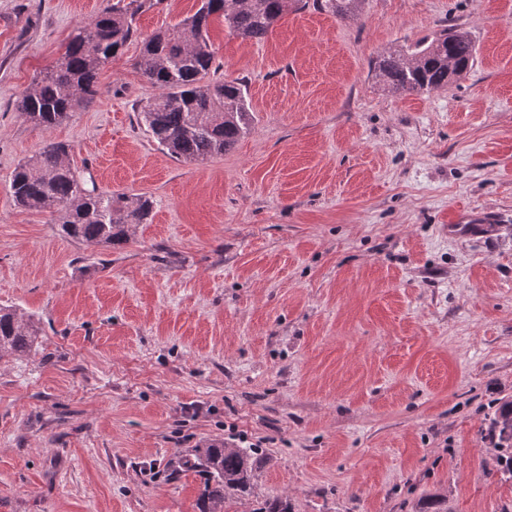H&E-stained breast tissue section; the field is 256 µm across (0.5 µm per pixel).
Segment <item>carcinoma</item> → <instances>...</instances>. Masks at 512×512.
I'll use <instances>...</instances> for the list:
<instances>
[{
	"label": "carcinoma",
	"mask_w": 512,
	"mask_h": 512,
	"mask_svg": "<svg viewBox=\"0 0 512 512\" xmlns=\"http://www.w3.org/2000/svg\"><path fill=\"white\" fill-rule=\"evenodd\" d=\"M294 2L201 0L193 15L145 41L137 67L161 93L143 106L140 119L162 151L185 162H202L235 147L248 132L254 113L241 81L203 82L214 59L210 21L221 16L230 31L260 41ZM361 2L314 0L318 9L339 18L356 15ZM152 7L153 0H130L123 7L106 6L78 24L55 65L36 77L16 102V111L49 130L93 100L100 73L135 34V16ZM475 55L471 33L450 25L434 36L380 55L373 71L394 93L420 94L467 75ZM68 155L65 145L52 142L19 164L11 180L14 202L26 210L58 215L65 238L109 248L125 242L132 226L147 223L152 212L149 198H115L109 192L86 188L80 172L65 166ZM37 336L35 322L11 307L0 306V361L30 353ZM488 435L498 448L497 470L512 478L511 399L495 412ZM257 454L256 448H226L213 442L170 459L168 470L172 477L185 471L204 477L198 512H226L227 501H242L251 494ZM418 512H448V498L433 495Z\"/></svg>",
	"instance_id": "1"
}]
</instances>
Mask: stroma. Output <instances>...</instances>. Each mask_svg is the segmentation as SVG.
I'll return each mask as SVG.
<instances>
[{"label":"stroma","instance_id":"stroma-1","mask_svg":"<svg viewBox=\"0 0 512 512\" xmlns=\"http://www.w3.org/2000/svg\"><path fill=\"white\" fill-rule=\"evenodd\" d=\"M107 2L0 0V304L41 328L0 364V512H198L201 475L166 463L211 442L259 450L229 512H512L486 436L512 399V0L309 2L260 42L214 19L207 79L243 81L255 119L203 163L145 131L135 66L200 0L137 15L61 125L16 111ZM451 23L467 76L390 93L377 56ZM50 141L150 222L109 249L17 207L9 177ZM463 209L497 222L448 233ZM361 2L362 0H314L318 9L339 18L356 15Z\"/></svg>","mask_w":512,"mask_h":512}]
</instances>
